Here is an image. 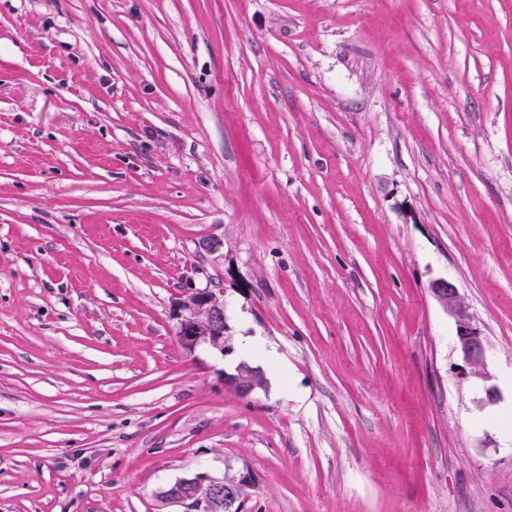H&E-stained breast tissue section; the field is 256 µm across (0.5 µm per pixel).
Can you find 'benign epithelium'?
Here are the masks:
<instances>
[{
    "label": "benign epithelium",
    "instance_id": "benign-epithelium-1",
    "mask_svg": "<svg viewBox=\"0 0 512 512\" xmlns=\"http://www.w3.org/2000/svg\"><path fill=\"white\" fill-rule=\"evenodd\" d=\"M430 291L452 319L456 347L463 361L475 368L474 374L483 381L491 375L481 370L485 358L483 334L473 315L461 301L456 284L448 279L431 283ZM188 314L182 318L178 334L182 346L194 350L207 344L221 355L229 353L226 345L224 292L202 291L193 294L186 304ZM224 384L237 392L248 395L261 385L258 372L247 366L237 373L224 375ZM245 480H224L204 474L184 476L160 489L157 496L164 502L178 507V512H242Z\"/></svg>",
    "mask_w": 512,
    "mask_h": 512
}]
</instances>
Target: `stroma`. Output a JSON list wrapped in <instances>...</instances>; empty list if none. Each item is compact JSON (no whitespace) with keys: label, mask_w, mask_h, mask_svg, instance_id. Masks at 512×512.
Returning <instances> with one entry per match:
<instances>
[{"label":"stroma","mask_w":512,"mask_h":512,"mask_svg":"<svg viewBox=\"0 0 512 512\" xmlns=\"http://www.w3.org/2000/svg\"><path fill=\"white\" fill-rule=\"evenodd\" d=\"M202 290L229 355L179 341ZM188 473L512 512V0H0V512ZM430 291L453 321L456 347L463 361L475 369L476 376L485 382L490 381L491 375L480 369L485 358L483 334L461 301L456 284L448 279H438L431 283ZM224 384L243 395H249L261 385L258 372L247 366L238 368L237 374L225 375Z\"/></svg>","instance_id":"stroma-1"}]
</instances>
